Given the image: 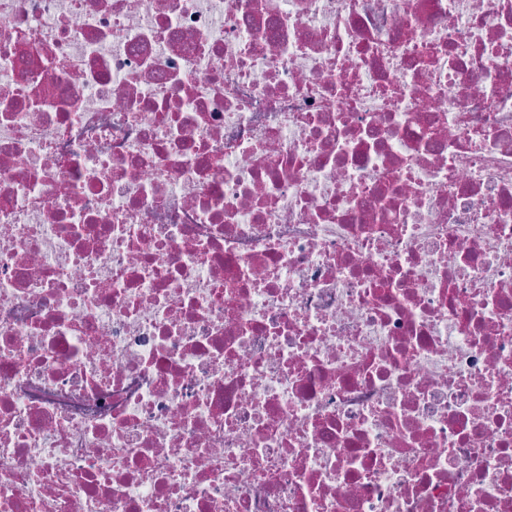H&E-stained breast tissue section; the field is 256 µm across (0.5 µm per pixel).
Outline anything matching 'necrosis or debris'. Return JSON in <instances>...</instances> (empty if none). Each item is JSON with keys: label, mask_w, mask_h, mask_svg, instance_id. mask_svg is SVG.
Listing matches in <instances>:
<instances>
[{"label": "necrosis or debris", "mask_w": 512, "mask_h": 512, "mask_svg": "<svg viewBox=\"0 0 512 512\" xmlns=\"http://www.w3.org/2000/svg\"><path fill=\"white\" fill-rule=\"evenodd\" d=\"M0 512H512V0H0Z\"/></svg>", "instance_id": "necrosis-or-debris-1"}]
</instances>
